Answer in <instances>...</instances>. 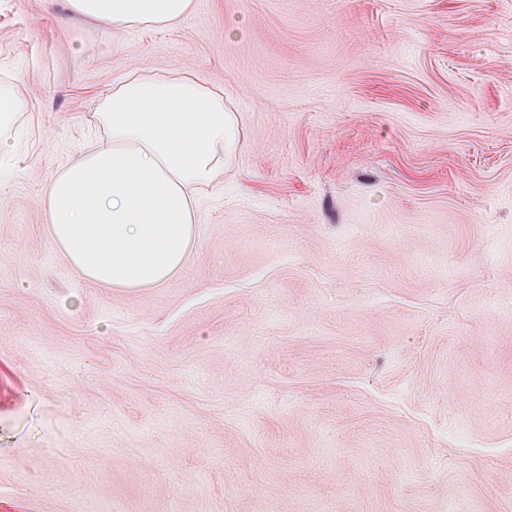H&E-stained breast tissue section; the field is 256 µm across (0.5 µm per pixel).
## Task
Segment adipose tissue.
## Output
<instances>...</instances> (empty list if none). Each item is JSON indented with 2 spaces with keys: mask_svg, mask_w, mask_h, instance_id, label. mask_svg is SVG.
<instances>
[{
  "mask_svg": "<svg viewBox=\"0 0 512 512\" xmlns=\"http://www.w3.org/2000/svg\"><path fill=\"white\" fill-rule=\"evenodd\" d=\"M73 17L119 37L175 29L195 0H61ZM29 104L19 83L0 85V155ZM91 122L101 139L57 170L42 195L50 236L82 278L110 288H150L183 267L201 222L198 193L223 181L245 143L224 88L184 71L145 66L99 95Z\"/></svg>",
  "mask_w": 512,
  "mask_h": 512,
  "instance_id": "obj_1",
  "label": "adipose tissue"
}]
</instances>
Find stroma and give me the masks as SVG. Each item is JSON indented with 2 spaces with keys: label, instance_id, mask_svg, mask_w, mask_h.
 <instances>
[{
  "label": "stroma",
  "instance_id": "35a3bbf8",
  "mask_svg": "<svg viewBox=\"0 0 512 512\" xmlns=\"http://www.w3.org/2000/svg\"><path fill=\"white\" fill-rule=\"evenodd\" d=\"M139 59L246 129L182 271L77 277L43 189ZM0 512H512V0H0ZM75 18L104 23L113 37L134 30L177 29L195 7V0H61ZM29 104L21 92L20 82L0 85V155L15 156L17 148L12 131L25 120Z\"/></svg>",
  "mask_w": 512,
  "mask_h": 512
}]
</instances>
